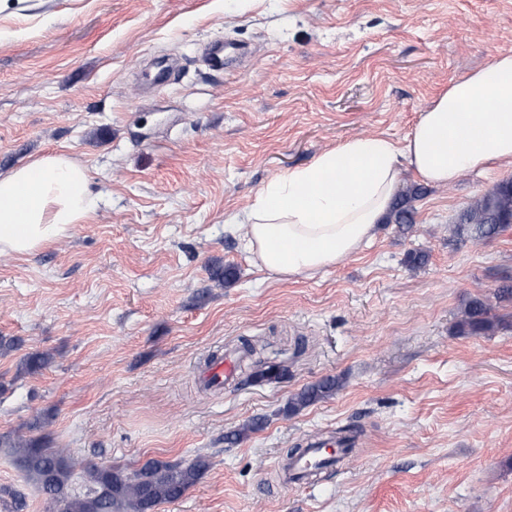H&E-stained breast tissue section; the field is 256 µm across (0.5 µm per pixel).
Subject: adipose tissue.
<instances>
[{"instance_id": "obj_1", "label": "adipose tissue", "mask_w": 512, "mask_h": 512, "mask_svg": "<svg viewBox=\"0 0 512 512\" xmlns=\"http://www.w3.org/2000/svg\"><path fill=\"white\" fill-rule=\"evenodd\" d=\"M512 164V51L453 81L421 112L404 145L353 137L268 181L229 214L245 250L278 278H310L371 242L405 174L449 186L466 172ZM87 170L52 153L0 172V254L29 256L92 223Z\"/></svg>"}]
</instances>
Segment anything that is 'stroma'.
<instances>
[{
	"label": "stroma",
	"instance_id": "obj_1",
	"mask_svg": "<svg viewBox=\"0 0 512 512\" xmlns=\"http://www.w3.org/2000/svg\"><path fill=\"white\" fill-rule=\"evenodd\" d=\"M224 2L0 0V172L63 152L100 199L49 248L0 255V336L19 340L0 351V435L45 437L78 463L77 492L89 463L206 457L156 512H512V298L496 296L512 228L477 240L457 223L512 166L428 187L410 232L380 225L311 279L260 270L224 226L349 138L403 142L452 81L512 50V0ZM477 298L495 331H461ZM243 337L255 359L207 386ZM33 352L50 363L20 371ZM258 360L287 377L251 381ZM327 376L339 391L288 414ZM343 427L361 437L329 477L280 479L285 448ZM0 512H47L4 446Z\"/></svg>",
	"mask_w": 512,
	"mask_h": 512
}]
</instances>
